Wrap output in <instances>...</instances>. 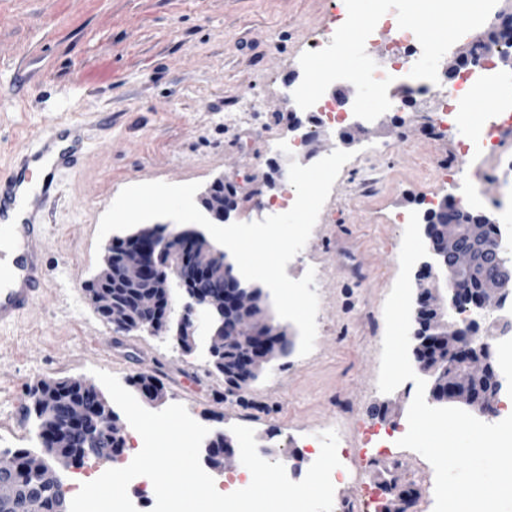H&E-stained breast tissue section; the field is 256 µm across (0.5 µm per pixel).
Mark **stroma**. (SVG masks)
<instances>
[{
	"instance_id": "obj_1",
	"label": "stroma",
	"mask_w": 512,
	"mask_h": 512,
	"mask_svg": "<svg viewBox=\"0 0 512 512\" xmlns=\"http://www.w3.org/2000/svg\"><path fill=\"white\" fill-rule=\"evenodd\" d=\"M340 0H0V171L16 152L58 123L83 121L87 147L76 167L57 171V198L42 243L47 288L21 321L0 331V453L42 451L26 420L29 389L40 381L97 385L95 370L125 389L142 375L163 388L160 411L183 404L210 433L249 423L266 460L284 461L292 438L317 451L333 429L350 453L334 506L357 503L371 462L386 458L412 480L404 512H433L435 474L417 452L398 447L415 396L413 381L389 394L377 388L383 307L399 274L404 227L395 214L424 212L425 198L482 196L500 218L501 183L490 173L512 155V126L494 151L464 155V128L414 116L398 124L385 112L367 134H315L298 163L334 150L352 152L297 259L315 271L317 336L300 356L289 326L288 353L241 389L212 365L210 332L199 327L184 352L171 336L126 333L134 357L116 355L109 324L84 284L95 260L99 222L126 186L216 178L238 190L232 222L252 221L261 203L281 201L291 183L270 160V144L296 108L282 85L301 82L299 57L340 10ZM115 459L87 457L60 470L66 499L83 478L124 464L142 443L132 427Z\"/></svg>"
}]
</instances>
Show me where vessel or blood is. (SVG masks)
<instances>
[{
    "label": "vessel or blood",
    "mask_w": 512,
    "mask_h": 512,
    "mask_svg": "<svg viewBox=\"0 0 512 512\" xmlns=\"http://www.w3.org/2000/svg\"><path fill=\"white\" fill-rule=\"evenodd\" d=\"M37 151H21L20 161L7 175L0 176V244L12 239V253L0 248V329L15 326L43 295L48 268L40 246L45 237L44 217L56 195L52 170L74 164L84 148V127L69 125L59 134H44ZM47 161L51 172L42 179L39 194L34 195L29 209L19 201L33 179L32 165Z\"/></svg>",
    "instance_id": "1"
}]
</instances>
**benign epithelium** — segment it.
Masks as SVG:
<instances>
[{"mask_svg":"<svg viewBox=\"0 0 512 512\" xmlns=\"http://www.w3.org/2000/svg\"><path fill=\"white\" fill-rule=\"evenodd\" d=\"M486 43L503 65L512 67V13L496 15ZM236 196L235 187L217 178L197 197V207L213 223L223 224L237 208ZM425 221L431 261L423 263L421 276L432 277L439 268L446 294L436 286L420 292L410 336L412 354L417 370L429 378L432 400L458 399L476 408L487 397L484 390L499 383L489 343L478 331L487 307L512 295V244L498 237L490 216H474L446 199ZM471 279L479 287H465ZM204 280L220 281L224 288L204 292L197 288ZM174 281L183 290V303L172 329L167 317L158 316V308L169 303ZM86 286L96 307L109 313L114 331H170L185 351L193 347L198 319L205 317L211 331V360L235 385L248 383L271 359L288 353V329L266 316V289L241 279L232 254L217 252L194 226L175 232L161 224L141 226L123 238L121 259L112 261V248H107L104 268ZM448 308L466 315L451 330L445 319ZM96 428L112 434L116 449L110 456L121 455L122 429L105 401ZM232 457L226 438L223 451L210 454L209 461L222 469ZM21 468L30 473L32 484L24 485L16 477ZM58 482L55 469L42 460L0 455V505L21 497L23 512H43L37 488Z\"/></svg>","mask_w":512,"mask_h":512,"instance_id":"1","label":"benign epithelium"}]
</instances>
